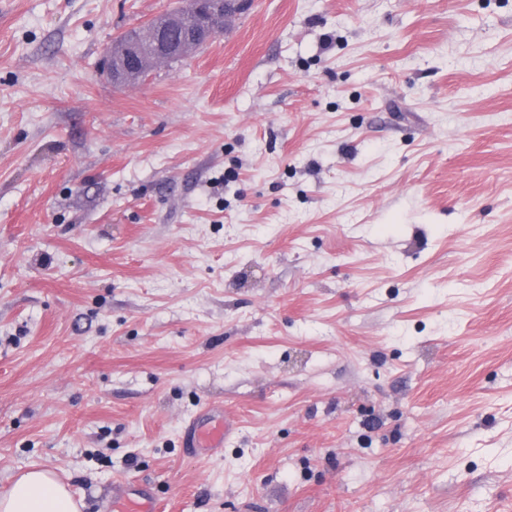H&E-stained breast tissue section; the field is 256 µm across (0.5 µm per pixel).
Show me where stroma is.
<instances>
[{"label":"stroma","instance_id":"obj_1","mask_svg":"<svg viewBox=\"0 0 512 512\" xmlns=\"http://www.w3.org/2000/svg\"><path fill=\"white\" fill-rule=\"evenodd\" d=\"M178 2L0 0V496L512 512V0ZM187 1L173 9L178 15L165 12L155 16L143 32L133 31L137 33L132 39H125L130 31L117 37L116 42L124 40L111 46L108 70L113 84L126 86L139 82L146 74L148 62H167L179 57L189 42L200 44L221 33L229 19L248 10L251 3L250 0L188 1L196 12V26H192L187 24L193 18ZM235 429V421L227 416H216L206 425H200L193 418L185 427L184 445L198 451H218L224 448V441L231 436ZM1 512H79V503L67 487L46 469L23 472L0 497Z\"/></svg>","mask_w":512,"mask_h":512}]
</instances>
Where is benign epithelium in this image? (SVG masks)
<instances>
[{
    "label": "benign epithelium",
    "instance_id": "1",
    "mask_svg": "<svg viewBox=\"0 0 512 512\" xmlns=\"http://www.w3.org/2000/svg\"><path fill=\"white\" fill-rule=\"evenodd\" d=\"M190 5L195 25L165 12L144 31L111 46L108 70L113 84H135L144 78L147 63L167 62L180 56L189 42L200 44L221 33L230 18L249 9L250 0H190Z\"/></svg>",
    "mask_w": 512,
    "mask_h": 512
}]
</instances>
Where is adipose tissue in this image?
I'll return each instance as SVG.
<instances>
[{
    "label": "adipose tissue",
    "mask_w": 512,
    "mask_h": 512,
    "mask_svg": "<svg viewBox=\"0 0 512 512\" xmlns=\"http://www.w3.org/2000/svg\"><path fill=\"white\" fill-rule=\"evenodd\" d=\"M0 512H80V506L51 471L33 467L0 497Z\"/></svg>",
    "instance_id": "obj_1"
}]
</instances>
